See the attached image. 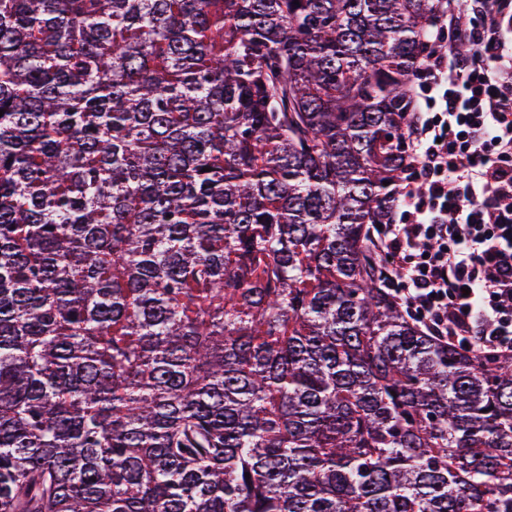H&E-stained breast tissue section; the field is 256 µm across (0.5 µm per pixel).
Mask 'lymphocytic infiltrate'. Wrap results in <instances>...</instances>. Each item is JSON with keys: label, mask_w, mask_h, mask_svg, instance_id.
I'll list each match as a JSON object with an SVG mask.
<instances>
[{"label": "lymphocytic infiltrate", "mask_w": 512, "mask_h": 512, "mask_svg": "<svg viewBox=\"0 0 512 512\" xmlns=\"http://www.w3.org/2000/svg\"><path fill=\"white\" fill-rule=\"evenodd\" d=\"M479 26L448 11L469 53L425 61L426 111L410 145L415 178L396 193L403 221L376 244L405 283L400 298L437 336L512 353V0H465Z\"/></svg>", "instance_id": "1"}]
</instances>
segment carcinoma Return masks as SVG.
I'll list each match as a JSON object with an SVG mask.
<instances>
[{
	"label": "carcinoma",
	"instance_id": "1",
	"mask_svg": "<svg viewBox=\"0 0 512 512\" xmlns=\"http://www.w3.org/2000/svg\"><path fill=\"white\" fill-rule=\"evenodd\" d=\"M438 17L0 0V512H512V356L371 236Z\"/></svg>",
	"mask_w": 512,
	"mask_h": 512
}]
</instances>
